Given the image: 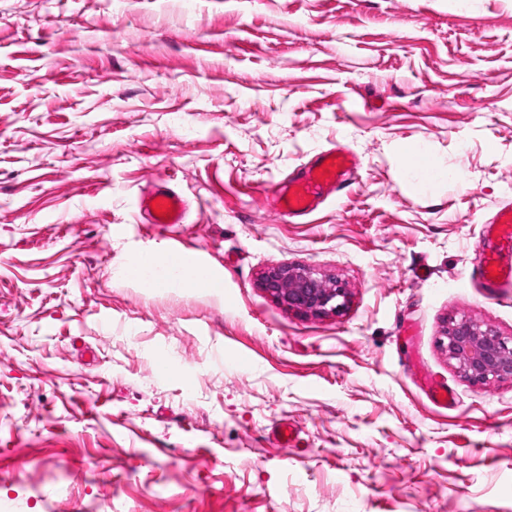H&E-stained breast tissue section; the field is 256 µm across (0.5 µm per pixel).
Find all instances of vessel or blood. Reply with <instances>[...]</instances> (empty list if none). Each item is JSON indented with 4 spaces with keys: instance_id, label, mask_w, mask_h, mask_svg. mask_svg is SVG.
Segmentation results:
<instances>
[{
    "instance_id": "b4317fda",
    "label": "vessel or blood",
    "mask_w": 512,
    "mask_h": 512,
    "mask_svg": "<svg viewBox=\"0 0 512 512\" xmlns=\"http://www.w3.org/2000/svg\"><path fill=\"white\" fill-rule=\"evenodd\" d=\"M355 164L353 154L339 146L317 153L294 177L274 187L279 212L287 219L307 216L323 194L346 188ZM139 210L152 224H182L187 217L184 198L163 183L142 194ZM474 276L487 288L512 286L511 203L501 206L486 224Z\"/></svg>"
}]
</instances>
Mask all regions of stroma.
Segmentation results:
<instances>
[{"label":"stroma","instance_id":"stroma-1","mask_svg":"<svg viewBox=\"0 0 512 512\" xmlns=\"http://www.w3.org/2000/svg\"><path fill=\"white\" fill-rule=\"evenodd\" d=\"M337 145L349 188L285 220ZM162 179L185 223L141 215ZM507 203L512 0H0V512H512V380L439 344L512 337L469 276ZM175 249L220 288L130 270ZM282 264L347 309L288 308ZM353 154L336 146L317 153L294 177L273 188L281 215L296 219L310 214L322 195L347 188V174L355 166ZM263 286L288 308L307 315H338L349 303L342 282L301 265L270 268L263 275ZM442 346L462 376L474 385L512 380V339L470 318L447 323Z\"/></svg>","mask_w":512,"mask_h":512}]
</instances>
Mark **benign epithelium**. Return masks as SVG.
Wrapping results in <instances>:
<instances>
[{
  "mask_svg": "<svg viewBox=\"0 0 512 512\" xmlns=\"http://www.w3.org/2000/svg\"><path fill=\"white\" fill-rule=\"evenodd\" d=\"M263 286L277 300L307 315H338L347 308L349 292L334 277L301 265H278L263 275ZM442 346L462 376L474 385L512 380V339L469 318H453Z\"/></svg>",
  "mask_w": 512,
  "mask_h": 512,
  "instance_id": "obj_1",
  "label": "benign epithelium"
}]
</instances>
